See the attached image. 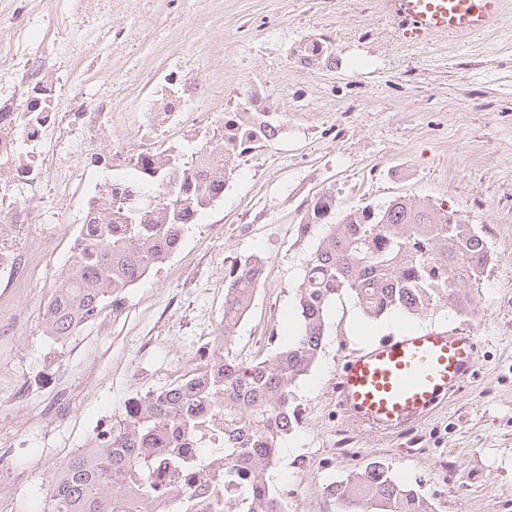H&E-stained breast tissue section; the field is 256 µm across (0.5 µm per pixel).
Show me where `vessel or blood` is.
<instances>
[{
    "label": "vessel or blood",
    "mask_w": 512,
    "mask_h": 512,
    "mask_svg": "<svg viewBox=\"0 0 512 512\" xmlns=\"http://www.w3.org/2000/svg\"><path fill=\"white\" fill-rule=\"evenodd\" d=\"M503 0H384L401 37L425 46L438 36L495 27ZM476 333L404 329L354 349L336 370L337 398L359 425L385 432L415 425L445 405L477 367Z\"/></svg>",
    "instance_id": "b4317fda"
}]
</instances>
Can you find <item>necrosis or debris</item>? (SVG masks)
Listing matches in <instances>:
<instances>
[{"mask_svg":"<svg viewBox=\"0 0 512 512\" xmlns=\"http://www.w3.org/2000/svg\"><path fill=\"white\" fill-rule=\"evenodd\" d=\"M365 25L351 29L350 41L363 49L350 56L339 47L342 39L334 24L321 22L308 27L289 24L287 18L267 19L266 15H247L224 26V36L231 40L240 58L259 55L271 49L280 52L286 73L292 78L289 93L273 97L266 82L243 75L234 66L212 67L209 77H202L191 62L160 63L150 78L148 90L139 94L134 111H125L120 90L99 102L93 109L74 113L75 125L92 128L100 136H112L109 155L112 178L100 183L95 196L110 223L122 221L126 204L145 198L144 187L130 179L136 163L146 162L153 174L191 149L193 166L190 180L212 184L211 202L223 200L231 180L239 176L249 155H258L287 140L295 131L288 122L292 112L311 111L315 96L336 95L333 75L355 68L377 67L370 49L378 39L397 40L399 33L381 8L380 0H353ZM328 75L321 93H314L307 77L313 73ZM224 83V105L213 113L211 140L192 138L197 111L204 103L208 79ZM56 124L55 112H0V183L20 179L25 184L38 183L43 164L39 147ZM131 130L144 141L137 152H130L120 140L121 132ZM165 131L169 144L154 145L152 137ZM18 225L0 224V273L7 274L9 288L0 291V319L19 322L20 306L26 301L28 283L23 268L37 267V253L22 254L11 246ZM400 453L433 465L442 483L452 487L458 474L457 460L444 450V434L417 424L393 435ZM149 476L165 488L150 499L146 512H182L183 500L193 501V512H223L224 508V436L203 433L182 441L179 448L162 449Z\"/></svg>","mask_w":512,"mask_h":512,"instance_id":"obj_1","label":"necrosis or debris"}]
</instances>
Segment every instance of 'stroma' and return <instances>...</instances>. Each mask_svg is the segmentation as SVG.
<instances>
[{
    "instance_id": "obj_1",
    "label": "stroma",
    "mask_w": 512,
    "mask_h": 512,
    "mask_svg": "<svg viewBox=\"0 0 512 512\" xmlns=\"http://www.w3.org/2000/svg\"><path fill=\"white\" fill-rule=\"evenodd\" d=\"M156 2V9L146 14L104 20V31L116 22L138 27L171 60L189 58L200 69L210 67L212 49L224 44L223 25L204 24L195 39H185L178 0ZM238 7L247 14L294 13L307 24L327 20L340 29L358 22L346 0H315L309 9L304 0H238ZM51 17L66 26L58 0H0V44L23 42L27 57L44 61L61 94L58 111H70L77 85L90 99L110 95L113 72L138 86L150 78L157 59L149 52L128 48L114 54L108 45L91 44L83 66L99 77L81 84L51 30L37 24ZM511 44L512 9L503 10L493 32L466 40L437 39L419 52L425 83L402 103L392 81L406 49L392 42L377 47L380 70L360 77L369 104L339 112L322 100L316 110L304 113L299 131L269 157L252 160L227 198L189 225L175 254L125 292L120 315L104 309L99 319L72 336L49 343L42 338L41 315L31 310L27 325L12 338L10 356L0 362V416L18 404L36 414L64 397L70 417L39 430L14 419L12 427L26 452L17 458L14 472L0 474V482L12 487L10 496L0 499V512H38L42 484L74 452L87 447L102 426L111 424L129 399L180 379L205 338L220 331L225 272L232 263L256 254L265 265L232 343L240 359H260L271 342L283 343L295 334L302 271L326 231L324 224H307L306 214L324 192L334 200L335 222L349 211L406 197L448 210L460 223L481 226L492 259L472 290L481 311L478 366L455 400L432 420L447 426L448 452L462 471L480 466L501 474L486 495L445 496L444 512H495L496 498H512V79H504L498 68ZM464 45L481 53L484 68L469 74L457 70V53ZM473 86L492 93L497 111L472 108ZM101 176L96 164L87 162L74 168L68 189L45 182L39 190L42 203L28 212L16 245L43 256L30 283L39 302H48L66 275L73 245L51 237L48 227L61 223L80 228ZM453 320V313L440 308L369 322L351 296L336 299L328 310L322 356L295 388L308 425L283 440L270 471L279 493L287 494L291 487L290 466L297 455L306 452L317 461L332 451L329 432L313 420L327 407L322 392L346 349L403 329ZM359 441L365 454L332 471L314 469V491L294 501L295 512H337L323 487L369 462L375 441L367 434ZM383 461L400 481L428 495L439 493L438 474L417 459L391 451Z\"/></svg>"
}]
</instances>
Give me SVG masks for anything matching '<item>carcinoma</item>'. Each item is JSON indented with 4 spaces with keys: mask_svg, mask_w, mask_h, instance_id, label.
<instances>
[{
    "mask_svg": "<svg viewBox=\"0 0 512 512\" xmlns=\"http://www.w3.org/2000/svg\"><path fill=\"white\" fill-rule=\"evenodd\" d=\"M175 203L160 193L148 198L147 206L168 211L165 224H142L140 215L128 212L130 222L122 230L100 221L83 225L71 272L47 305L48 335H72L171 255L175 237L187 229ZM490 258L481 230L426 201L396 198L379 208L350 211L329 225L303 271L298 333L251 363L233 353L231 342L264 264L256 255L232 264L215 353L201 354L190 378L124 408L103 447L72 455L53 484L55 512H102L94 490L107 482L110 471H147L152 461L146 449L175 448L179 434H196L216 417L224 418V504L231 512H288L269 471L281 440L298 427L293 388L320 357L329 306L348 293L368 320L392 312L421 315L438 307L468 317L476 305L471 287ZM200 402L213 404L210 416L195 412ZM326 496L341 512H432L427 496L396 481L375 461L334 484Z\"/></svg>",
    "mask_w": 512,
    "mask_h": 512,
    "instance_id": "obj_1",
    "label": "carcinoma"
}]
</instances>
